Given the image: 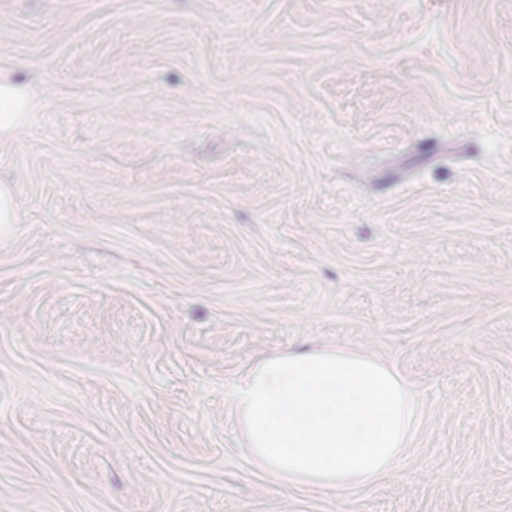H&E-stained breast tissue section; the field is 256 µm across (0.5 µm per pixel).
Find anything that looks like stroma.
<instances>
[{
    "instance_id": "1",
    "label": "stroma",
    "mask_w": 512,
    "mask_h": 512,
    "mask_svg": "<svg viewBox=\"0 0 512 512\" xmlns=\"http://www.w3.org/2000/svg\"><path fill=\"white\" fill-rule=\"evenodd\" d=\"M0 512H512V0H0ZM422 407L340 490L250 463L291 348ZM30 101L22 86L0 76V142L18 136L24 128Z\"/></svg>"
}]
</instances>
